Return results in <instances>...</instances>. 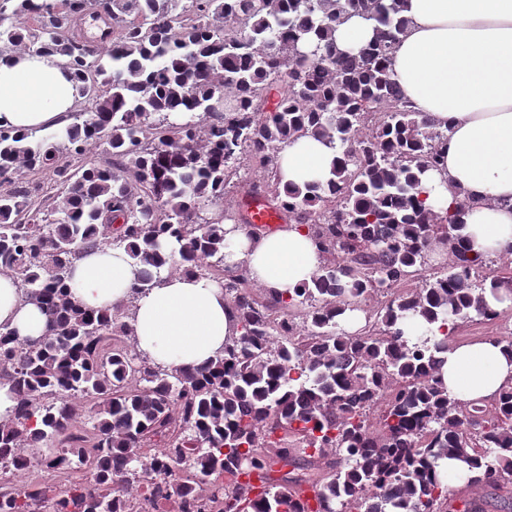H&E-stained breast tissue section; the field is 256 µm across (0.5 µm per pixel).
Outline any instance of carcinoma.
Wrapping results in <instances>:
<instances>
[{
    "instance_id": "carcinoma-1",
    "label": "carcinoma",
    "mask_w": 512,
    "mask_h": 512,
    "mask_svg": "<svg viewBox=\"0 0 512 512\" xmlns=\"http://www.w3.org/2000/svg\"><path fill=\"white\" fill-rule=\"evenodd\" d=\"M11 2L35 27L0 23V58L62 57L87 107L49 134L0 129V272L47 324L25 341L0 326V384L17 400L0 421V461L54 438L60 451L41 464L89 466L92 482L54 512L76 500L85 512L169 501L177 512H440L448 458L470 483L512 485V384L464 401L439 376L448 325L497 317L486 294L506 277L481 274L485 260L468 253L463 205H426L422 176L446 133L392 78L402 0ZM88 13L103 16L94 40L74 31ZM354 15L374 38L342 50L336 31ZM305 134L341 155L327 176L283 184L279 153ZM91 146L104 162L73 170ZM244 153L268 172V200L312 232L321 265L286 298L255 297L240 269L223 283L239 328L224 355L157 365L136 350L133 299L80 308L72 266L87 249L121 248L138 268L135 293L164 271L224 267V213L207 218L203 204L224 199ZM22 168L47 175L61 201L37 203ZM437 244L448 271L386 302L383 334L344 331L346 311L424 271ZM305 489L302 507L293 497ZM46 499L38 483L0 485V512Z\"/></svg>"
}]
</instances>
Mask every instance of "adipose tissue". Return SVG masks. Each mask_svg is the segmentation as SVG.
<instances>
[{
    "instance_id": "adipose-tissue-1",
    "label": "adipose tissue",
    "mask_w": 512,
    "mask_h": 512,
    "mask_svg": "<svg viewBox=\"0 0 512 512\" xmlns=\"http://www.w3.org/2000/svg\"><path fill=\"white\" fill-rule=\"evenodd\" d=\"M409 24L391 54L404 97L447 138L438 162L423 177L429 204L463 205L467 247L488 258L512 250V0H404ZM78 100L60 57L21 52L0 59V127L17 132L65 126ZM340 148L304 136L279 155L284 183L329 172ZM224 266L246 267L253 283L288 294L309 281L321 258L307 226L287 224L252 234L228 225ZM137 278L122 249L100 247L75 263L73 298L93 310L125 301ZM0 325L20 338L42 336L45 316L24 302L0 275ZM137 348L165 366H199L217 359L237 335L236 313L218 283L183 273L162 274L135 301ZM450 394L490 399L512 382V357L482 340L453 347L442 367Z\"/></svg>"
}]
</instances>
